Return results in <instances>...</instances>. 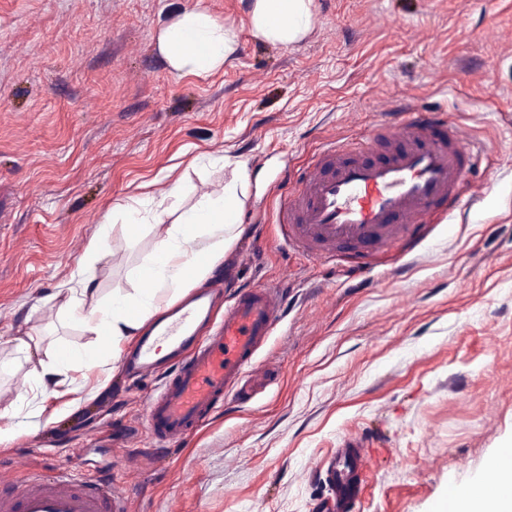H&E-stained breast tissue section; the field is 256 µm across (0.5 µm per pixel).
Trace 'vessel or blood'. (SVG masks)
<instances>
[{"instance_id":"obj_1","label":"vessel or blood","mask_w":512,"mask_h":512,"mask_svg":"<svg viewBox=\"0 0 512 512\" xmlns=\"http://www.w3.org/2000/svg\"><path fill=\"white\" fill-rule=\"evenodd\" d=\"M446 113L413 107L386 114L354 143L324 145L291 179L279 210L284 243L322 262L363 249L370 257L400 255L402 243L436 213L452 214L470 164L481 153ZM213 295L200 292L173 311L157 342L171 347L172 370L143 412L146 433L164 447L180 445L257 367V354L283 318L282 293L239 289L220 322ZM157 342L141 340L129 372L152 375ZM328 469L335 493L320 512H355L366 488L368 456L358 439L344 442ZM81 488L70 466L26 480L0 474V512H131L133 491L117 489L108 472Z\"/></svg>"}]
</instances>
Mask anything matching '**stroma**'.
Returning <instances> with one entry per match:
<instances>
[{"instance_id": "stroma-1", "label": "stroma", "mask_w": 512, "mask_h": 512, "mask_svg": "<svg viewBox=\"0 0 512 512\" xmlns=\"http://www.w3.org/2000/svg\"><path fill=\"white\" fill-rule=\"evenodd\" d=\"M252 3L0 0V428L15 430L0 466L48 470L77 446L76 477L108 467L142 488L132 512H314L330 457L356 437L370 459L357 512H436L512 448V0H313L309 35L286 47L253 37ZM199 5L237 34L203 79L172 72L156 46ZM404 103L485 145L469 204L407 242L403 268L382 255L365 279L283 244L282 172ZM236 160L243 233L206 282L287 296L257 373L162 453L141 426L157 378L107 360L43 394L39 359L96 345L58 316V288L84 265L98 299L133 292L158 240L148 224L101 235L109 210L170 173L189 205ZM256 235L266 249L249 248Z\"/></svg>"}]
</instances>
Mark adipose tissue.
I'll list each match as a JSON object with an SVG mask.
<instances>
[{
  "mask_svg": "<svg viewBox=\"0 0 512 512\" xmlns=\"http://www.w3.org/2000/svg\"><path fill=\"white\" fill-rule=\"evenodd\" d=\"M313 0H254L250 28L254 37L287 46L303 39L313 25ZM157 46L173 71L197 77L223 68L236 50L233 27L217 21L207 11H184L163 27ZM246 186L245 172L225 184L221 192L206 193L182 207L172 223H165L161 211L144 215L138 204L113 208L130 233H138L142 224L153 221L162 232L152 257L139 273L151 279L152 287L116 294L105 302L95 300L92 280L85 268L73 274V287L59 289V314L77 322L97 337L95 352L74 353L68 359L48 354L40 360L36 382L49 388L56 376L76 366H93L105 357H119L121 343L141 330L158 310L159 289L170 290L172 299H180L190 283L205 279L222 264L224 253L241 233L240 198ZM499 480L493 493L479 496L463 493L456 512H512V455L493 460Z\"/></svg>",
  "mask_w": 512,
  "mask_h": 512,
  "instance_id": "adipose-tissue-1",
  "label": "adipose tissue"
}]
</instances>
